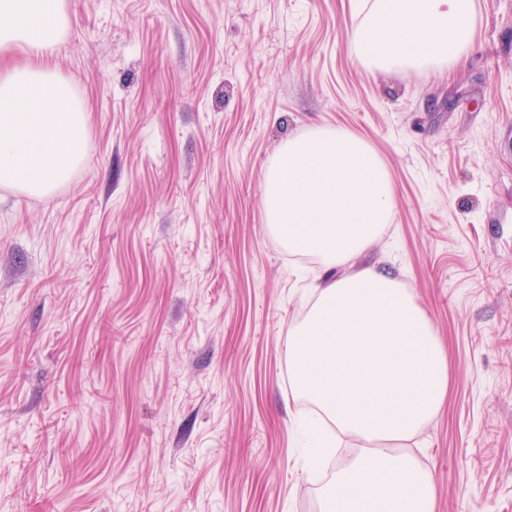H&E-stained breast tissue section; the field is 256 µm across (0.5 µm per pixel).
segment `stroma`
<instances>
[{
	"label": "stroma",
	"instance_id": "stroma-1",
	"mask_svg": "<svg viewBox=\"0 0 512 512\" xmlns=\"http://www.w3.org/2000/svg\"><path fill=\"white\" fill-rule=\"evenodd\" d=\"M465 66L372 71L364 0H68L53 60L83 164L0 187V512H322L289 328L326 277L398 279L448 358L402 444L436 512H512V0H475ZM366 138L392 180L376 244L325 270L265 224L279 147Z\"/></svg>",
	"mask_w": 512,
	"mask_h": 512
}]
</instances>
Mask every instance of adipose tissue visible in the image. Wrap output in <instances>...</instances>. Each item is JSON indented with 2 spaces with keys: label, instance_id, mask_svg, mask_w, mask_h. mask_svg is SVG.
Instances as JSON below:
<instances>
[{
  "label": "adipose tissue",
  "instance_id": "ef3b65f1",
  "mask_svg": "<svg viewBox=\"0 0 512 512\" xmlns=\"http://www.w3.org/2000/svg\"><path fill=\"white\" fill-rule=\"evenodd\" d=\"M474 0H371L347 28L372 70L465 64L476 48ZM70 28L66 0H0V186L50 196L86 157L88 114L52 59ZM291 388L362 440L322 492L328 512H434V479L398 442L442 408L448 362L422 309L377 269L329 282L288 331Z\"/></svg>",
  "mask_w": 512,
  "mask_h": 512
}]
</instances>
